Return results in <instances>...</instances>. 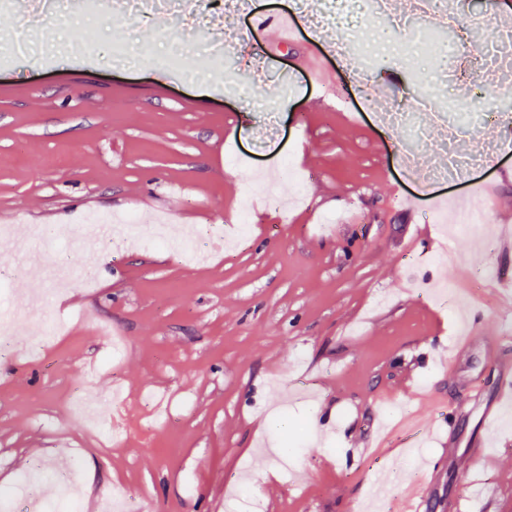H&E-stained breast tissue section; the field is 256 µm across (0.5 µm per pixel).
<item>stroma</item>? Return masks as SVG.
<instances>
[{"label": "stroma", "instance_id": "stroma-1", "mask_svg": "<svg viewBox=\"0 0 512 512\" xmlns=\"http://www.w3.org/2000/svg\"><path fill=\"white\" fill-rule=\"evenodd\" d=\"M69 2L48 12L40 50L19 54L14 0H0V225L17 234L131 212L136 241L90 252L75 239L0 237V314L14 321V352L0 356V487L31 460L50 470L78 456L82 492L126 487L133 512H395L429 479L427 512L455 499L512 512V414L484 430L478 407L494 396L495 360H512L497 342L512 335L497 293L512 279V249L499 245L512 232V130L497 167L425 187L402 170L404 130L358 101L334 29H300L278 48L253 32L255 52L191 82L208 33L173 66L175 21ZM503 19L498 0H467L450 40L483 48ZM383 35L367 16L348 45L355 61L376 55L377 97L455 98L457 84L438 79L454 58L393 37L373 53ZM311 54L334 84L303 67ZM473 90L484 111L464 135L477 144L512 111V86ZM288 157L304 185L282 172ZM272 174L301 203L263 205ZM474 182L493 206L481 231L446 220ZM244 212L249 233L234 250L199 236ZM160 215L180 227L177 241L159 243ZM57 318L63 335L32 349L34 328ZM464 321L477 337L457 359ZM111 384L127 400L105 430L70 411L75 390ZM428 392L464 413L404 438ZM479 433L488 457L474 463ZM450 437L454 459L426 470ZM366 442L392 450L362 461Z\"/></svg>", "mask_w": 512, "mask_h": 512}]
</instances>
